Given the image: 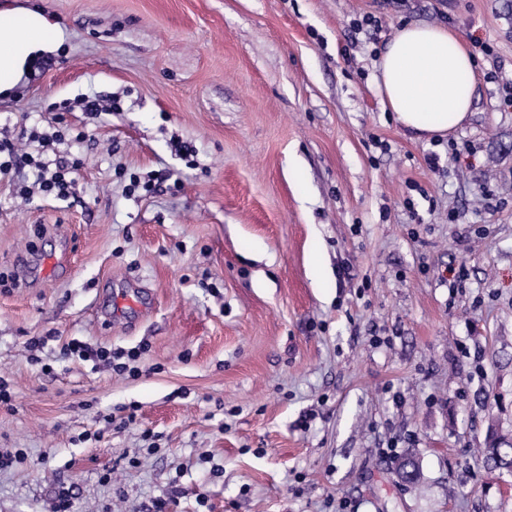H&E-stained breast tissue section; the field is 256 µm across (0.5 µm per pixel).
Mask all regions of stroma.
I'll return each instance as SVG.
<instances>
[{
  "mask_svg": "<svg viewBox=\"0 0 512 512\" xmlns=\"http://www.w3.org/2000/svg\"><path fill=\"white\" fill-rule=\"evenodd\" d=\"M12 7L64 39L0 95V138L62 124L45 156L83 166L66 201L0 177V448L29 455L0 512L65 488L70 512H512V472L480 461L512 444V0ZM405 23L454 27L477 64L441 140L375 82ZM95 95L119 111L59 108ZM74 339L145 345L141 376L61 357Z\"/></svg>",
  "mask_w": 512,
  "mask_h": 512,
  "instance_id": "stroma-1",
  "label": "stroma"
}]
</instances>
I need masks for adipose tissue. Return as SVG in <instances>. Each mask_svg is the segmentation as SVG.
Instances as JSON below:
<instances>
[{"instance_id": "1", "label": "adipose tissue", "mask_w": 512, "mask_h": 512, "mask_svg": "<svg viewBox=\"0 0 512 512\" xmlns=\"http://www.w3.org/2000/svg\"><path fill=\"white\" fill-rule=\"evenodd\" d=\"M62 40L44 13L0 10V93L11 90L39 53ZM378 85L386 106L416 138H442L467 119L477 73L468 45L453 28L402 24L382 51Z\"/></svg>"}]
</instances>
